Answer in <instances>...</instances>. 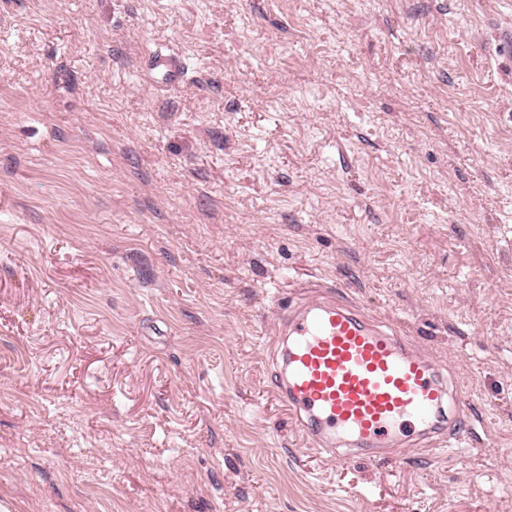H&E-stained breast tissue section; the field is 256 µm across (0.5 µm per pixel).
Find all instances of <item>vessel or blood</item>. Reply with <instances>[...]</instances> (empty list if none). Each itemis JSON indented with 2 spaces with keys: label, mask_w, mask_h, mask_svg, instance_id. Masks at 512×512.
<instances>
[{
  "label": "vessel or blood",
  "mask_w": 512,
  "mask_h": 512,
  "mask_svg": "<svg viewBox=\"0 0 512 512\" xmlns=\"http://www.w3.org/2000/svg\"><path fill=\"white\" fill-rule=\"evenodd\" d=\"M160 87L185 84L181 57L148 51L141 64ZM276 399L312 450L342 462L401 460L414 437L459 440L466 392L444 365L411 349L331 290L280 310Z\"/></svg>",
  "instance_id": "obj_1"
}]
</instances>
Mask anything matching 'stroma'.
Returning <instances> with one entry per match:
<instances>
[{
	"label": "stroma",
	"instance_id": "35a3bbf8",
	"mask_svg": "<svg viewBox=\"0 0 512 512\" xmlns=\"http://www.w3.org/2000/svg\"><path fill=\"white\" fill-rule=\"evenodd\" d=\"M510 31L512 0H0V505L512 512ZM310 283L447 364L460 448L303 447L268 346ZM141 69L147 78L161 88L179 87L186 83L187 69L181 57L160 48L149 50Z\"/></svg>",
	"mask_w": 512,
	"mask_h": 512
}]
</instances>
